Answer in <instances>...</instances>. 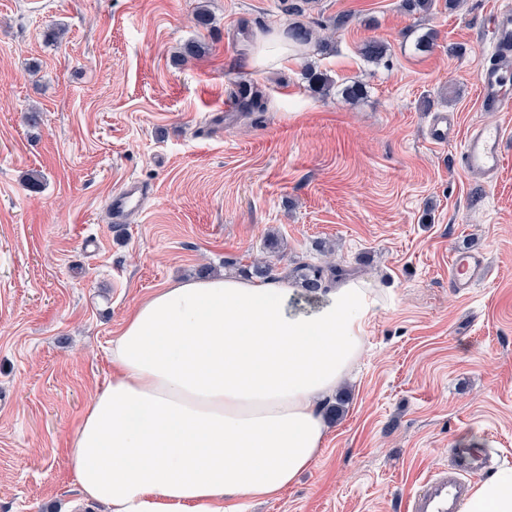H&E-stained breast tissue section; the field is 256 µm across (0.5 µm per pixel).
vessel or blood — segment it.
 Masks as SVG:
<instances>
[{
  "instance_id": "1",
  "label": "vessel or blood",
  "mask_w": 512,
  "mask_h": 512,
  "mask_svg": "<svg viewBox=\"0 0 512 512\" xmlns=\"http://www.w3.org/2000/svg\"><path fill=\"white\" fill-rule=\"evenodd\" d=\"M491 55L477 74L478 102L485 112H512V9L498 10L490 26ZM456 121L448 114L435 115L428 128V139L436 145L452 141ZM506 141L497 124L471 125L461 142L459 165L472 180L494 181L503 167ZM481 256L468 250L455 251L450 259L448 285L469 293L482 279ZM489 463L485 451L467 452L459 463L426 476L405 503V512H460L469 494L471 476L484 472Z\"/></svg>"
}]
</instances>
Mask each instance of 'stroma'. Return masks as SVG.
<instances>
[{
	"label": "stroma",
	"instance_id": "35a3bbf8",
	"mask_svg": "<svg viewBox=\"0 0 512 512\" xmlns=\"http://www.w3.org/2000/svg\"><path fill=\"white\" fill-rule=\"evenodd\" d=\"M198 2L0 0V512L78 501L69 440L137 304L267 256L282 276L328 247L375 300L347 400L317 461L246 512H403L459 449L512 467V113L477 105L490 18L512 0H206V27ZM296 22L314 42L256 64ZM426 30L436 46L415 52ZM371 39L378 66L361 55ZM308 64L366 97L315 94ZM241 84L264 111L235 103ZM437 112L462 132L503 125L496 180H468L459 142L427 139ZM130 184L139 205L118 235L111 199ZM465 248L489 274L461 296L448 261Z\"/></svg>",
	"mask_w": 512,
	"mask_h": 512
}]
</instances>
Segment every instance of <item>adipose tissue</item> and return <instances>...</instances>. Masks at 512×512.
Segmentation results:
<instances>
[{"label": "adipose tissue", "mask_w": 512, "mask_h": 512, "mask_svg": "<svg viewBox=\"0 0 512 512\" xmlns=\"http://www.w3.org/2000/svg\"><path fill=\"white\" fill-rule=\"evenodd\" d=\"M292 287L216 274L165 285L126 317L112 375L69 442L76 481L105 512H241L319 458L325 402L360 355L369 286L295 312ZM462 512H512V470Z\"/></svg>", "instance_id": "1"}]
</instances>
